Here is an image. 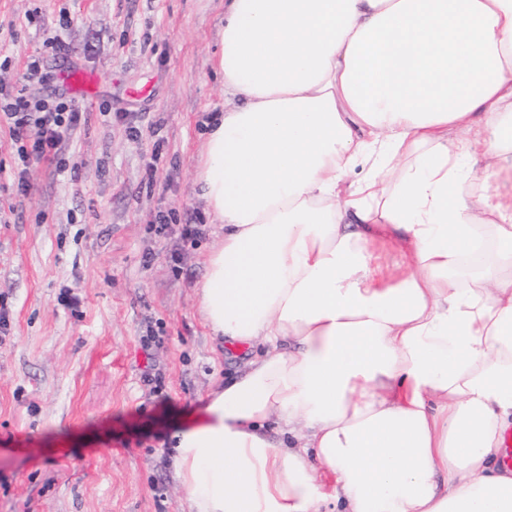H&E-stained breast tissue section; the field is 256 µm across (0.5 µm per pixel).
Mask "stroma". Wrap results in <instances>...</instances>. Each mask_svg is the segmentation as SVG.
Wrapping results in <instances>:
<instances>
[{
	"instance_id": "1",
	"label": "stroma",
	"mask_w": 512,
	"mask_h": 512,
	"mask_svg": "<svg viewBox=\"0 0 512 512\" xmlns=\"http://www.w3.org/2000/svg\"><path fill=\"white\" fill-rule=\"evenodd\" d=\"M223 26L224 0H0V88L19 86L34 57L102 78L65 170L32 166L29 193L0 124V512H185L171 435L239 362L196 294L220 230L195 162L224 108ZM53 36L60 52L45 46ZM163 216L172 231L158 236ZM185 224L201 236L181 238Z\"/></svg>"
}]
</instances>
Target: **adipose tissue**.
<instances>
[{
  "label": "adipose tissue",
  "instance_id": "ef3b65f1",
  "mask_svg": "<svg viewBox=\"0 0 512 512\" xmlns=\"http://www.w3.org/2000/svg\"><path fill=\"white\" fill-rule=\"evenodd\" d=\"M214 67L199 312L252 354L190 512H512V0H226Z\"/></svg>",
  "mask_w": 512,
  "mask_h": 512
}]
</instances>
